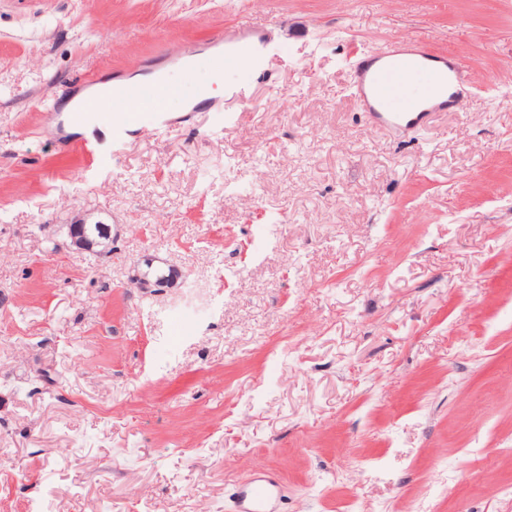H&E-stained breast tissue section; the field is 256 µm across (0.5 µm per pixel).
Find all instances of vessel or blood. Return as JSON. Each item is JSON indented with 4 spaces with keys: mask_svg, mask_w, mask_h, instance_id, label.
<instances>
[{
    "mask_svg": "<svg viewBox=\"0 0 512 512\" xmlns=\"http://www.w3.org/2000/svg\"><path fill=\"white\" fill-rule=\"evenodd\" d=\"M215 44H228L242 67V79L232 91L242 104L252 100V76L263 69L269 48L266 33L247 26L221 32L213 37ZM184 64L168 78L154 82L119 83L105 94L104 109L90 113L75 109L72 122L96 120L109 125V144H81L80 150L88 165L96 166L111 159L113 149L122 146L131 128L138 125V114L128 112L129 101L137 100L153 109L156 130L173 126L166 106V97L177 92L184 81L192 78L197 66L193 52H185ZM356 70L351 94L373 125L392 131H405L427 125L439 112L462 106L472 91L469 74L475 70L474 59H461L457 54L432 52L418 40L401 38L389 42L376 53L363 52L353 60ZM279 483L269 472H259L240 485L237 491V512H279Z\"/></svg>",
    "mask_w": 512,
    "mask_h": 512,
    "instance_id": "b4317fda",
    "label": "vessel or blood"
}]
</instances>
